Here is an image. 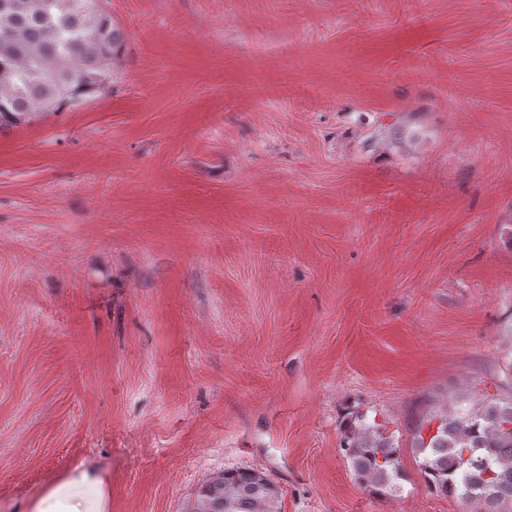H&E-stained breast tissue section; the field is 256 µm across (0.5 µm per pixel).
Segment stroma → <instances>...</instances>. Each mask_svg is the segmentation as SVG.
I'll use <instances>...</instances> for the list:
<instances>
[{"label":"stroma","mask_w":512,"mask_h":512,"mask_svg":"<svg viewBox=\"0 0 512 512\" xmlns=\"http://www.w3.org/2000/svg\"><path fill=\"white\" fill-rule=\"evenodd\" d=\"M102 6L114 84L0 129V512L80 466L108 512L226 469L279 512H465L409 443L512 395V0ZM390 423L374 419L359 426L352 423L345 453L357 477L380 493H393L399 475L402 448L396 430L388 432Z\"/></svg>","instance_id":"35a3bbf8"}]
</instances>
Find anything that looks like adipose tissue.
Here are the masks:
<instances>
[{"label":"adipose tissue","mask_w":512,"mask_h":512,"mask_svg":"<svg viewBox=\"0 0 512 512\" xmlns=\"http://www.w3.org/2000/svg\"><path fill=\"white\" fill-rule=\"evenodd\" d=\"M28 509L29 512H106L104 479L91 467L74 470L47 485Z\"/></svg>","instance_id":"1"}]
</instances>
